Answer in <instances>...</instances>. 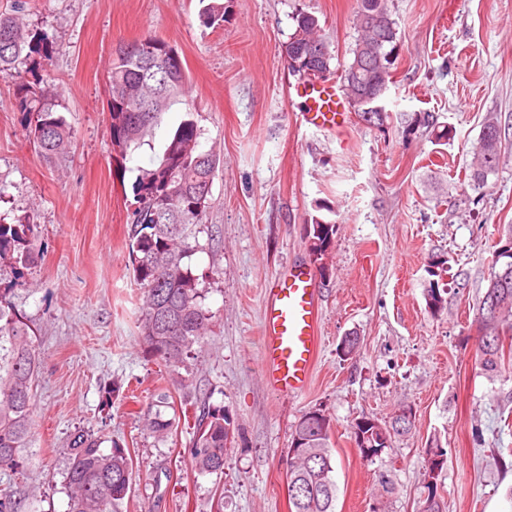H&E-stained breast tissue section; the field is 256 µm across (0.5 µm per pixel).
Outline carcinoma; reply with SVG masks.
<instances>
[{
    "label": "carcinoma",
    "instance_id": "1",
    "mask_svg": "<svg viewBox=\"0 0 512 512\" xmlns=\"http://www.w3.org/2000/svg\"><path fill=\"white\" fill-rule=\"evenodd\" d=\"M388 11L387 0H357L355 26L359 36L350 49L353 57L369 60L366 79L389 83L397 40L395 22L388 20L381 30L371 23L370 13ZM134 54H113L107 85V112L112 145L124 157L139 147L161 123L162 117L186 95L184 67L166 70L156 61L173 47L162 39L145 37ZM314 44L324 49L320 66L332 67L336 53L320 35L319 19L301 11L294 31L283 47L307 51ZM33 63V80L18 85L15 95L19 111L31 115L25 128L28 138L41 146L50 159L67 154L72 133L58 112V101L43 72L52 61V45L47 33L28 29L12 13L0 12V75H12L16 63ZM201 130L189 117L180 122L168 138L156 166L140 171L133 184L134 206L128 215V268L142 290L140 346L143 354L174 371L183 365L193 347L209 330L211 316L203 308V290L189 261L194 247L189 243L209 207L210 195L202 187L213 184L223 166L216 151L200 145ZM501 126L498 118H486L469 165L468 185L476 192L488 189L489 177L497 174L501 160ZM37 225L25 217L12 223L0 221V266L19 270L29 265L35 254ZM336 226L320 220L307 227L309 248L320 270L329 255ZM11 289L0 288V468L17 471L23 467L22 449L31 430L33 388L40 356L35 330L26 317L15 310ZM448 289L439 282L430 284L426 305L433 315L444 309ZM483 335L478 343V364L490 378L501 377L512 367V348L504 349V334L512 331V256L494 258L488 284L476 307ZM171 396L157 394L155 410L143 419V431L158 441L166 440L173 428L165 410L174 408ZM304 421L291 431L290 439L305 440L302 452L291 458L288 499L292 512H335L336 482L333 478L332 419L321 409L302 414ZM413 422L392 416L380 422L361 417L351 425L354 438H363L368 449L379 457L393 447L398 436L411 433ZM234 421L222 406L204 407L195 415V431L190 451L191 463L201 474L224 473L227 436ZM132 481L129 459L115 442L112 452L99 448L96 436L76 435L69 448L64 483L69 497L68 512H118ZM426 499L417 512H442L441 480L426 484Z\"/></svg>",
    "mask_w": 512,
    "mask_h": 512
}]
</instances>
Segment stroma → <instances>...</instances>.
<instances>
[{
  "instance_id": "1",
  "label": "stroma",
  "mask_w": 512,
  "mask_h": 512,
  "mask_svg": "<svg viewBox=\"0 0 512 512\" xmlns=\"http://www.w3.org/2000/svg\"><path fill=\"white\" fill-rule=\"evenodd\" d=\"M223 3V20L211 25L199 0H0V11L19 10L31 29L53 35L47 79L72 131L67 156L48 161L15 107L28 65L0 78V217H30L41 240L22 276L0 268V288H11L36 328L42 359L23 472L0 469V493L20 512H68V448L88 431L103 452L117 443L128 454L132 485L120 512H291V428L320 408L333 421L335 512H416L423 450L435 436L447 450L446 512H512V377L481 374L474 317L497 228L512 224V0H388L397 28L389 117L378 127L351 111L334 132L303 121V104L288 94L299 77L281 45L308 11L348 62L356 0ZM149 35L177 50L190 85L149 144L123 158L108 130L109 65L118 43ZM189 111L202 148L224 165L191 258L211 331L176 374L140 347L127 225L139 171L158 161ZM417 112L434 113L445 136L408 132ZM491 115L503 161L480 194L465 174ZM317 219L336 227L325 276L306 237ZM438 259L466 273L467 286L449 288L434 316L426 291ZM293 261L315 274L322 347L308 390L287 400L263 381L259 343L265 291ZM350 333L360 350L344 360L337 347ZM164 389L233 416L223 474L193 468L192 419L177 417L162 443L143 434ZM401 403L414 411L412 432L362 457L354 419L387 420Z\"/></svg>"
}]
</instances>
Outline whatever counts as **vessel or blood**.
<instances>
[{
    "label": "vessel or blood",
    "instance_id": "vessel-or-blood-1",
    "mask_svg": "<svg viewBox=\"0 0 512 512\" xmlns=\"http://www.w3.org/2000/svg\"><path fill=\"white\" fill-rule=\"evenodd\" d=\"M309 123L341 127L344 104L335 86L312 83L298 89ZM319 294L310 270L291 266L265 294L260 364L265 383L285 398L309 385L319 347Z\"/></svg>",
    "mask_w": 512,
    "mask_h": 512
}]
</instances>
